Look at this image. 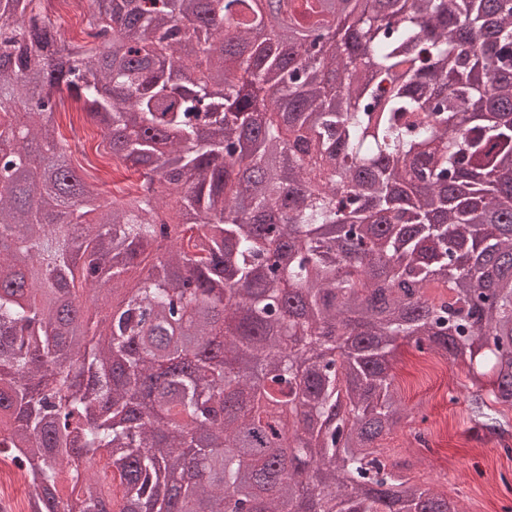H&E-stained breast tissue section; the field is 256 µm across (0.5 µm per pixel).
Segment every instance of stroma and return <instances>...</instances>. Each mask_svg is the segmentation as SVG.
Segmentation results:
<instances>
[{"mask_svg": "<svg viewBox=\"0 0 512 512\" xmlns=\"http://www.w3.org/2000/svg\"><path fill=\"white\" fill-rule=\"evenodd\" d=\"M57 121L69 141L86 137V151L73 153V164L86 180L99 182L104 200H111L113 192L127 184L129 174L124 167L114 164L107 171V180L103 181L89 164V155L97 153L103 141L100 129L87 122L79 104L68 98L59 107ZM396 375L407 398L416 401L429 397L425 413L430 421L443 420L448 424L447 431L434 437L430 452L425 453L420 464L421 469L436 476L460 468V476L449 479L447 491L462 505L464 512H503L504 507L512 506V494L490 489L486 478L488 470L492 469L512 482V457L490 454V441L473 436L466 418V405L450 402L444 378L425 380L418 354L406 346L401 349Z\"/></svg>", "mask_w": 512, "mask_h": 512, "instance_id": "35a3bbf8", "label": "stroma"}]
</instances>
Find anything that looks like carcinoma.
Masks as SVG:
<instances>
[{
    "label": "carcinoma",
    "instance_id": "obj_1",
    "mask_svg": "<svg viewBox=\"0 0 512 512\" xmlns=\"http://www.w3.org/2000/svg\"><path fill=\"white\" fill-rule=\"evenodd\" d=\"M257 2L87 0L67 44L0 0V466L27 512H461L383 445L422 408L402 345L466 365L471 431L512 454V0H389L329 55L310 3L306 42L253 41ZM65 96L137 175L110 203Z\"/></svg>",
    "mask_w": 512,
    "mask_h": 512
}]
</instances>
